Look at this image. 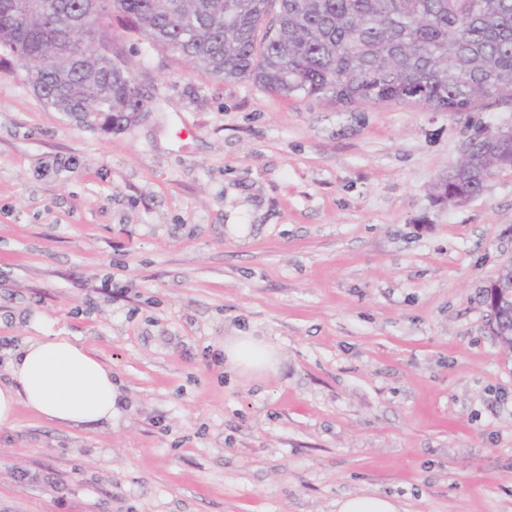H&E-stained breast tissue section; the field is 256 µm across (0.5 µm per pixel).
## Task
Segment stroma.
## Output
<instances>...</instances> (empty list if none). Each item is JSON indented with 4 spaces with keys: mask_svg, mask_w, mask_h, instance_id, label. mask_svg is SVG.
<instances>
[{
    "mask_svg": "<svg viewBox=\"0 0 512 512\" xmlns=\"http://www.w3.org/2000/svg\"><path fill=\"white\" fill-rule=\"evenodd\" d=\"M116 47L148 102L105 133L0 66V381L31 337L112 370L120 415L0 429V512H512V363L481 289L512 258V170L434 186L512 105L285 97ZM251 227L242 239L228 220ZM278 348L240 376L224 339ZM337 512H399L392 499L376 495H354L337 503Z\"/></svg>",
    "mask_w": 512,
    "mask_h": 512,
    "instance_id": "35a3bbf8",
    "label": "stroma"
}]
</instances>
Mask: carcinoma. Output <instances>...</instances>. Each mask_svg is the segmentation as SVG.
<instances>
[{
    "mask_svg": "<svg viewBox=\"0 0 512 512\" xmlns=\"http://www.w3.org/2000/svg\"><path fill=\"white\" fill-rule=\"evenodd\" d=\"M87 2L0 0V54L45 64L33 80L47 106L100 112L108 126L127 128L147 108L112 46L114 11L196 71L282 96L449 113L512 103V0H99L102 27L87 25ZM511 165L512 142L481 130L437 196L456 206ZM502 320L496 340L511 361V307Z\"/></svg>",
    "mask_w": 512,
    "mask_h": 512,
    "instance_id": "carcinoma-1",
    "label": "carcinoma"
}]
</instances>
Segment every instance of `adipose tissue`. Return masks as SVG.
I'll list each match as a JSON object with an SVG mask.
<instances>
[{"mask_svg": "<svg viewBox=\"0 0 512 512\" xmlns=\"http://www.w3.org/2000/svg\"><path fill=\"white\" fill-rule=\"evenodd\" d=\"M226 364L238 373L263 377L280 361L268 343L253 336L224 340ZM10 383L0 384V429L13 426L19 407L50 422L111 421L120 392L106 368L82 345L63 336L29 339L8 365Z\"/></svg>", "mask_w": 512, "mask_h": 512, "instance_id": "ef3b65f1", "label": "adipose tissue"}]
</instances>
